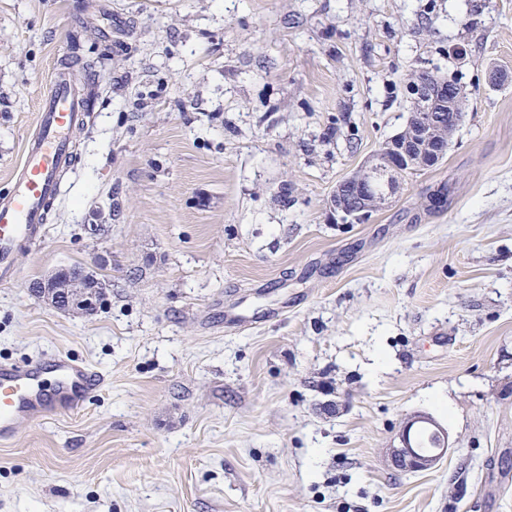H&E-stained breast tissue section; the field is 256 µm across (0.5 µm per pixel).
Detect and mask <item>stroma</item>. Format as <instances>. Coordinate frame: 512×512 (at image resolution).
I'll return each instance as SVG.
<instances>
[{"mask_svg":"<svg viewBox=\"0 0 512 512\" xmlns=\"http://www.w3.org/2000/svg\"><path fill=\"white\" fill-rule=\"evenodd\" d=\"M63 66L94 110L0 286V362L105 383L0 445V512H512V0H0V192ZM417 67L464 120L343 223ZM72 264L111 283L93 315L29 291ZM417 413L454 446L394 469Z\"/></svg>","mask_w":512,"mask_h":512,"instance_id":"1","label":"stroma"}]
</instances>
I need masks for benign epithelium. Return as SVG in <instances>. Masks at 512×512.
Returning <instances> with one entry per match:
<instances>
[{"mask_svg": "<svg viewBox=\"0 0 512 512\" xmlns=\"http://www.w3.org/2000/svg\"><path fill=\"white\" fill-rule=\"evenodd\" d=\"M448 96L446 84L437 83L422 89L415 100V122L403 135H397L384 143L382 151L374 154L364 166V176L355 184V192L359 195L372 193L369 181L373 172L386 165L390 169L400 171L407 167H415L424 162L425 152L431 151L435 156L443 154L444 149L437 145L441 140L444 124L442 115L434 111L435 105ZM41 288L42 298L50 306H55L57 294L66 298V308L83 315H92L97 311L96 294L90 288H84L71 279L68 269L64 266L56 268L48 276L37 281ZM427 429L441 438V448L426 453L416 448L413 433L418 429ZM399 444L386 449V456L391 465L397 469L419 472L435 468L452 447L447 429L432 416L413 414L405 418L399 434Z\"/></svg>", "mask_w": 512, "mask_h": 512, "instance_id": "benign-epithelium-1", "label": "benign epithelium"}]
</instances>
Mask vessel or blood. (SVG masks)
I'll return each mask as SVG.
<instances>
[{"mask_svg": "<svg viewBox=\"0 0 512 512\" xmlns=\"http://www.w3.org/2000/svg\"><path fill=\"white\" fill-rule=\"evenodd\" d=\"M91 109L67 70L55 69L41 98L37 128L12 172L11 188L0 193L1 285L14 282L17 256L41 241L46 209L58 194L62 173L73 164L70 136ZM103 384L99 371L62 353L22 366L0 364V444L11 442L22 427L81 408Z\"/></svg>", "mask_w": 512, "mask_h": 512, "instance_id": "vessel-or-blood-1", "label": "vessel or blood"}]
</instances>
